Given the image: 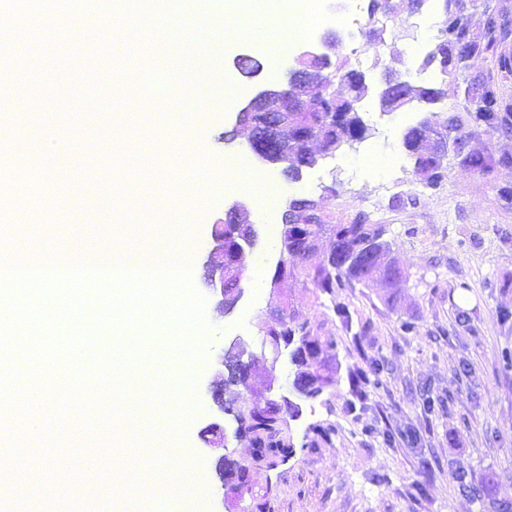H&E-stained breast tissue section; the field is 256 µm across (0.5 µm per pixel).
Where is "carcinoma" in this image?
<instances>
[{
    "label": "carcinoma",
    "mask_w": 512,
    "mask_h": 512,
    "mask_svg": "<svg viewBox=\"0 0 512 512\" xmlns=\"http://www.w3.org/2000/svg\"><path fill=\"white\" fill-rule=\"evenodd\" d=\"M448 8L439 30L437 42L425 54L422 66L436 73V80L427 85H408L406 81H390L378 95L379 107L394 112L417 101L425 106L445 98L448 76L463 74L470 59L490 48V39L498 28V19L491 10L483 12V36L474 33L471 16L460 7L459 0H446ZM396 13L391 0H368V22L376 23L379 13ZM324 69L334 68L326 76L322 89L310 100L308 111L298 113L297 120L314 130L319 137L317 150L305 144L283 145L280 150L293 151L294 165L286 170L287 176L299 177L302 170L316 165L319 159L333 155L346 145L366 137L367 127L360 115L361 104L369 94L364 83L356 87L352 77L357 70L345 61L326 59L319 63ZM464 100L467 111L453 112L444 120L454 132L455 139H468L476 134H491L500 130L512 131V112L503 111L496 90L490 85L465 84ZM432 125L428 117L410 127L403 136V147L413 160L414 172L421 177L430 169L441 168V157H430L424 142L425 131ZM460 163L479 174L499 170H512V154L472 152L461 157ZM328 237L330 248L318 256L319 241ZM282 247L286 258L278 261L273 280L301 278L323 291L350 287L355 283L366 285L373 281L397 277L381 257L391 252L384 224L370 221L360 213L349 224L335 223V217L326 214L319 224H285ZM264 344L276 355L288 348V359L295 368L297 384L294 390L307 399H317L327 387L338 381L341 363L337 341L330 336H319L307 322L278 318L262 327ZM382 368L372 360L367 367L354 373L353 380L360 390L376 388L382 384ZM276 405L270 401L258 404L244 423L257 459L292 455L294 443L286 436Z\"/></svg>",
    "instance_id": "carcinoma-1"
}]
</instances>
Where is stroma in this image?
Here are the masks:
<instances>
[{
	"label": "stroma",
	"instance_id": "stroma-1",
	"mask_svg": "<svg viewBox=\"0 0 512 512\" xmlns=\"http://www.w3.org/2000/svg\"><path fill=\"white\" fill-rule=\"evenodd\" d=\"M367 3L344 0L343 10L359 6L360 22L342 27L336 58L363 72L375 87L387 76L428 83L430 73L421 58L407 54L420 38L410 27L413 13L384 17L385 43L374 47L365 37ZM463 5L476 18L484 9L495 11L502 28L492 48L471 59L462 78L449 80L447 96L434 110L443 115L465 111L462 86L472 81L492 85L512 112V0H464ZM94 46L93 34L74 12L52 16L46 29L28 40L7 33L0 46V78L24 69L33 87L25 105L0 112V140L23 143L27 130L50 116L82 157L71 181L60 186L52 158L39 156L38 169L21 193L7 188L11 168L0 164V242L9 245L17 233H31V226L14 223L16 207L43 202L45 192L54 191L62 203L36 228L41 249H66L68 224L79 211L85 214V237L106 249L120 246L121 224L142 196H153L151 238L159 243L176 237L190 251L192 283L205 298L204 316L212 328L207 355L192 371L190 395L199 410L171 455L178 463L196 454L209 473V496L197 503L196 512H512V368H504L501 358L504 349H512V320L500 319L501 312H512V209L498 194L505 173L480 175L450 156L439 186L423 187L402 142L425 111L383 112L370 97L361 111L366 138L291 181L280 165L260 159L246 138L228 141L224 134L262 88L281 81L294 57L274 56L265 43L228 42L224 70L212 75L206 110L196 117L183 112L169 81L171 68L144 79L143 89H128L123 78L142 66L141 48H112L95 58ZM251 57L264 69L243 75L237 62ZM74 72L99 80L78 87L71 100L58 99L54 84ZM228 80L238 86L230 101L224 98ZM116 124L124 127L128 142L151 157L150 170L137 168L113 143ZM175 133L200 137V167H181L167 156ZM239 159L279 188V202L260 204L232 185L227 166ZM88 169L96 173V183H86ZM202 178L224 181L223 192L202 202L185 194V187ZM116 181L125 188L117 201L112 198ZM411 195L417 204L398 206V199ZM298 197L325 199L342 224L363 211L386 225L392 257L407 275L394 289L393 302L385 301L377 284L324 292L293 279L274 282L281 244L273 229L281 225L289 201ZM236 202L247 206L257 241L247 253L250 267L240 282L241 296L223 311L208 285L205 262L212 224ZM462 282L469 286L463 293L457 290ZM460 309L468 312V325L459 324ZM288 316L310 322L318 335L338 342L339 380L314 400L294 391L287 355H273L262 345V326ZM405 321L413 322L412 331L402 329ZM238 339L259 359L250 384L238 390L240 404L286 398L299 408L298 416L287 420L286 432L295 445L288 461H254L248 439L236 436V422L213 400L217 362ZM372 358L384 366L383 383L367 391L364 409L347 412V402L357 393L351 373ZM430 397L443 401L431 413L424 409ZM213 422L224 427L225 455L247 468L248 491L240 497L226 494L214 472L215 455L201 440L202 430ZM313 427L326 430L328 438L308 448L305 436ZM406 431L416 432V442L403 440ZM389 432L396 435L390 443L384 439ZM459 466L469 473L464 490L454 479Z\"/></svg>",
	"mask_w": 512,
	"mask_h": 512
}]
</instances>
